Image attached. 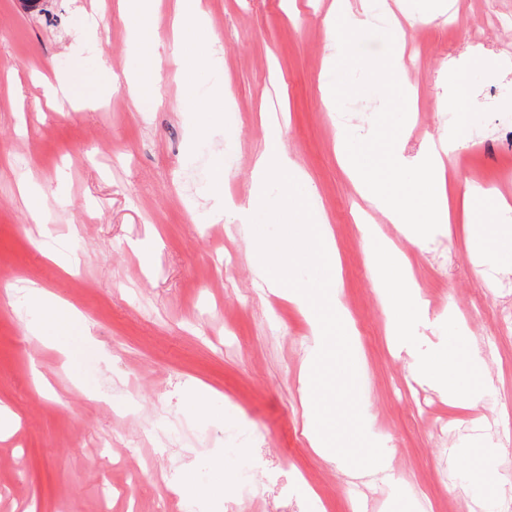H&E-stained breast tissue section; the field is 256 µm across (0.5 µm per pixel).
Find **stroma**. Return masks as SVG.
Listing matches in <instances>:
<instances>
[{
  "label": "stroma",
  "mask_w": 512,
  "mask_h": 512,
  "mask_svg": "<svg viewBox=\"0 0 512 512\" xmlns=\"http://www.w3.org/2000/svg\"><path fill=\"white\" fill-rule=\"evenodd\" d=\"M200 0L216 37L215 60L184 83L170 57L176 0L153 16L159 102L134 111L125 89L101 104L108 74L134 59L119 0H0V406L15 416L0 439V512H512V489L491 501L484 483L512 475V275L481 278L463 224L426 246L373 215L402 249L439 320L423 347L465 350L444 315L454 311L483 348L494 410L448 405L414 381L395 355L372 281L355 209L360 199L336 162L340 123L371 130L380 158L412 157L453 113L436 110L438 76L469 47L486 68L468 71L477 106L468 123L484 136L464 149L457 189L475 174L512 197V0H457V14L429 13L406 29L405 55L420 76V112L394 126L371 111L391 46L381 24L355 40L348 88L327 110L324 18L332 0ZM73 79L78 101L48 108L36 76ZM276 113L284 150L311 177L341 261V298L358 331L360 406L371 438L391 450L401 481L348 477L305 436L299 372L308 327L287 301L254 286L247 243L232 216L214 219L211 167L225 191L252 184ZM46 195L45 225L31 221L19 187ZM73 305L87 332L45 346L27 335L39 315L20 286ZM215 392L194 409L189 388ZM500 454L469 479L484 444ZM198 495H183L184 480Z\"/></svg>",
  "instance_id": "stroma-1"
}]
</instances>
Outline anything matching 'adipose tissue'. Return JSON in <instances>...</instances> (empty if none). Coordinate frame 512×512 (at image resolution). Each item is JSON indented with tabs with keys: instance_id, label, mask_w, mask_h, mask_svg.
Wrapping results in <instances>:
<instances>
[{
	"instance_id": "adipose-tissue-1",
	"label": "adipose tissue",
	"mask_w": 512,
	"mask_h": 512,
	"mask_svg": "<svg viewBox=\"0 0 512 512\" xmlns=\"http://www.w3.org/2000/svg\"><path fill=\"white\" fill-rule=\"evenodd\" d=\"M121 9L128 20L130 49L139 65L123 75L113 76L110 86L126 88L134 107L142 111L156 104L159 96L158 69L153 64L156 56V32L151 24L154 4L153 0H122ZM178 13L180 22L173 37L172 54L185 74L190 75L201 64L194 44L211 42L212 37L198 0H178ZM370 23L368 0H336V15L326 21L328 71L344 70L349 60V44L362 35ZM385 35L394 48L389 69L399 93L392 99L380 97L378 109L402 123L409 113L418 109L419 79L399 48L404 38L402 28L397 23H388ZM475 102L470 89L459 84L451 95H439L438 111L456 112L458 123L414 159L394 154L385 170H377L372 157L364 151L361 134L350 133L344 127L339 130L336 154L341 168L369 209L396 225L401 235L419 246L426 245L436 234L448 233L457 207H469L476 200L496 206L501 220L470 227L475 243L473 254L487 260L498 272L511 274L512 204L476 186L458 191L444 176L446 158L467 148L476 136L465 122ZM361 232L370 255L369 273L381 295L388 334L393 346L407 357L413 377L450 403L470 409L486 405L493 392V380L475 340H468L463 352L447 348L428 354L418 350L410 331L428 326L431 318L429 304L411 273L408 259L393 241L380 235L377 225H362ZM27 301L42 317L41 325L33 330L34 336L54 344L73 332L78 313L72 305L37 287L28 289Z\"/></svg>"
}]
</instances>
